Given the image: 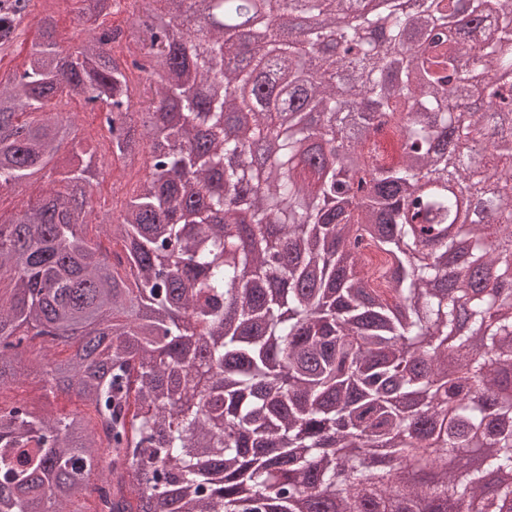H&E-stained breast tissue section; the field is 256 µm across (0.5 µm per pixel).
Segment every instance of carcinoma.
<instances>
[{
    "label": "carcinoma",
    "mask_w": 512,
    "mask_h": 512,
    "mask_svg": "<svg viewBox=\"0 0 512 512\" xmlns=\"http://www.w3.org/2000/svg\"><path fill=\"white\" fill-rule=\"evenodd\" d=\"M69 0H9L0 46L24 47L21 73L0 82V194L33 177L49 186L0 221V390L30 378L44 400L0 406V512H503L512 480V429L475 455L491 415L512 420V300L478 279L512 266V0L301 3L316 25L264 28L247 62L213 0L203 33L170 28L192 0H79L86 33L58 41ZM128 13L125 26L109 18ZM33 15L34 32L23 20ZM499 47L479 48L471 25ZM422 41L389 60L384 44ZM487 89L481 108L448 96L463 52ZM153 58V96L130 93L137 54ZM282 63L304 76L307 119L236 95ZM346 85L317 84L324 67ZM109 110L124 163L142 146L150 176L98 214L83 183L96 147L78 138L64 100ZM142 111L143 132L126 124ZM252 114L244 131L264 167L227 163L240 142L224 113ZM389 129L386 161L369 131ZM493 131L498 147L483 146ZM470 143L456 152V143ZM358 150L363 161L344 155ZM484 160L493 188L473 180ZM455 183L467 195L417 181ZM96 223L107 253L88 237ZM385 257L377 288L363 250ZM80 331L75 352L70 333ZM40 339L47 361L18 367ZM89 412L59 414L50 395ZM393 449L382 467L375 450ZM481 458L479 466L473 460ZM454 463L448 467L447 461Z\"/></svg>",
    "instance_id": "cac0c4a2"
}]
</instances>
